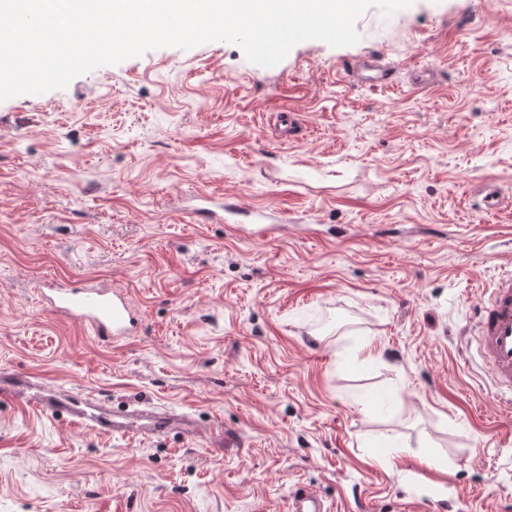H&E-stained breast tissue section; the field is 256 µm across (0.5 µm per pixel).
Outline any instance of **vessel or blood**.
Returning a JSON list of instances; mask_svg holds the SVG:
<instances>
[{
  "mask_svg": "<svg viewBox=\"0 0 512 512\" xmlns=\"http://www.w3.org/2000/svg\"><path fill=\"white\" fill-rule=\"evenodd\" d=\"M350 74L372 87L391 84L390 68L366 61L351 65ZM41 302L50 311L64 314L71 322L89 327L99 340L115 343L135 333L139 319L126 294L91 284L69 286L45 282ZM471 341L476 356L488 371L493 393L506 400L512 412V270L482 286L474 311ZM290 512H330L314 491L300 487L291 498Z\"/></svg>",
  "mask_w": 512,
  "mask_h": 512,
  "instance_id": "obj_1",
  "label": "vessel or blood"
}]
</instances>
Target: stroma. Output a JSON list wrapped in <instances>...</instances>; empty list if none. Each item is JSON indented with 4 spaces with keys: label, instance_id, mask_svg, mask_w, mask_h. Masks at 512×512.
<instances>
[{
    "label": "stroma",
    "instance_id": "1",
    "mask_svg": "<svg viewBox=\"0 0 512 512\" xmlns=\"http://www.w3.org/2000/svg\"><path fill=\"white\" fill-rule=\"evenodd\" d=\"M356 30L0 101V512H289L299 485L331 512H512V423L464 346L512 264V0ZM363 60L392 85L347 77ZM48 277L127 292L138 331L61 319Z\"/></svg>",
    "mask_w": 512,
    "mask_h": 512
}]
</instances>
